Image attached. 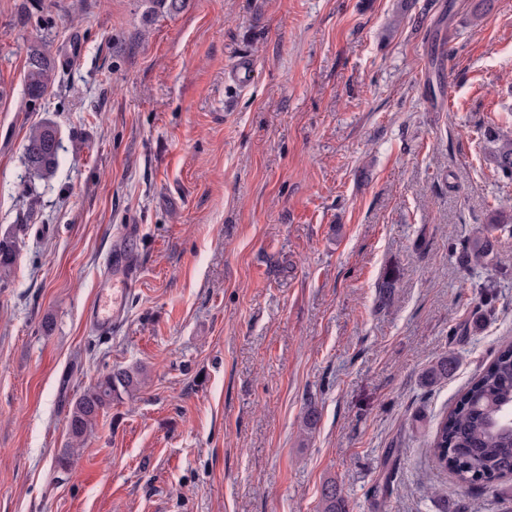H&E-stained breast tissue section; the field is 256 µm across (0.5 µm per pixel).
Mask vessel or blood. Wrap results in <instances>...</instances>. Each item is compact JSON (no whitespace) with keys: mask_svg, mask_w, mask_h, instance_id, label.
<instances>
[{"mask_svg":"<svg viewBox=\"0 0 512 512\" xmlns=\"http://www.w3.org/2000/svg\"><path fill=\"white\" fill-rule=\"evenodd\" d=\"M255 66L246 56L238 57L229 75L238 88L249 86L254 78ZM139 265L132 253H116L99 280L97 299L86 311L87 322L101 334L109 335L124 319L125 299L137 287Z\"/></svg>","mask_w":512,"mask_h":512,"instance_id":"vessel-or-blood-1","label":"vessel or blood"}]
</instances>
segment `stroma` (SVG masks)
Here are the masks:
<instances>
[{
    "label": "stroma",
    "instance_id": "obj_1",
    "mask_svg": "<svg viewBox=\"0 0 512 512\" xmlns=\"http://www.w3.org/2000/svg\"><path fill=\"white\" fill-rule=\"evenodd\" d=\"M478 2L0 0V512H319L330 480L348 512H512V477L468 489L426 452L512 344V234L460 260L512 219L477 135L512 130V0ZM45 120L48 178L24 158ZM127 224L141 279L102 336L85 311ZM116 366L142 384L59 473L71 404ZM56 80L54 59L42 47L33 46L27 55L25 86L29 102L42 99ZM39 101L35 102V106ZM255 66L247 56H239L231 69L229 75L238 88L243 89L251 84L254 78ZM60 149L59 130L51 121H43L29 129L25 144L27 167L41 176L56 169ZM496 223L486 224L485 231L478 237L474 238L466 251V254L463 256V263L469 267H484L488 264L490 256L494 251V243L496 237L494 236L495 232H511V227H507L508 224L501 222L499 220H492ZM457 361L452 355L439 357L427 370L425 379L430 384L448 379L456 370Z\"/></svg>",
    "mask_w": 512,
    "mask_h": 512
}]
</instances>
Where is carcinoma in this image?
Returning <instances> with one entry per match:
<instances>
[{
  "mask_svg": "<svg viewBox=\"0 0 512 512\" xmlns=\"http://www.w3.org/2000/svg\"><path fill=\"white\" fill-rule=\"evenodd\" d=\"M145 18L159 13L175 14L183 10L186 0H143ZM56 80L54 59L43 48L34 46L26 60L25 86L29 101L42 99ZM482 138L487 158L494 171L512 178V131L491 125ZM59 130L51 121H43L29 129L25 144L27 167L46 176L58 164ZM507 232L503 222L485 225V231L474 238L463 256L469 267L488 264L494 251L496 232ZM15 242L0 238V281L13 271ZM457 361L451 355L439 357L427 370L425 379L436 383L452 376ZM141 384L139 369L117 368L98 378L73 403L67 415L70 442L57 459V468L67 472L76 446L94 429L98 417L112 405V400L133 393ZM512 345L498 351L494 359L458 394L451 408L438 422L428 452L436 466L454 474L465 484L491 483L512 475ZM322 512H347L336 485L328 483L322 490Z\"/></svg>",
  "mask_w": 512,
  "mask_h": 512,
  "instance_id": "obj_1",
  "label": "carcinoma"
}]
</instances>
